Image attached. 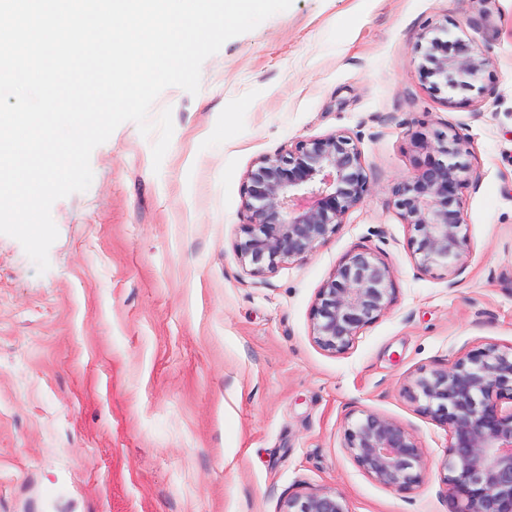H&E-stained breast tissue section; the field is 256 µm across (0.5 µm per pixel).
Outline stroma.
<instances>
[{
    "mask_svg": "<svg viewBox=\"0 0 512 512\" xmlns=\"http://www.w3.org/2000/svg\"><path fill=\"white\" fill-rule=\"evenodd\" d=\"M491 60L481 89L434 91L421 33ZM173 134L121 124L90 157L87 191L54 202L37 272L0 234V512H280L315 489L349 512H459L445 424L405 388L476 349L512 348V0H293L226 41L200 90L164 89ZM350 136L369 192L314 252L251 276L236 250L248 171L302 139ZM459 135L473 179L463 268L418 270L402 181ZM389 266L395 299L342 354L310 337L321 285L348 254ZM370 411L424 452L397 491L348 453Z\"/></svg>",
    "mask_w": 512,
    "mask_h": 512,
    "instance_id": "stroma-1",
    "label": "stroma"
}]
</instances>
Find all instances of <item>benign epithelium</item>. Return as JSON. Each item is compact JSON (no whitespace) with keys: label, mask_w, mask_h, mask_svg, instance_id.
I'll return each mask as SVG.
<instances>
[{"label":"benign epithelium","mask_w":512,"mask_h":512,"mask_svg":"<svg viewBox=\"0 0 512 512\" xmlns=\"http://www.w3.org/2000/svg\"><path fill=\"white\" fill-rule=\"evenodd\" d=\"M420 76L431 88L472 89L490 65L483 52L448 27L424 31L415 47ZM442 160L403 181L395 206L416 236L417 268L462 269L463 221L455 189L472 176L460 161L465 140L440 136ZM369 191L361 150L335 133L301 140L286 154L260 158L246 177L249 222L236 249L249 274L263 278L279 265L313 252L362 203ZM389 266L373 251L346 256L319 288L311 313V338L341 354L394 300ZM422 412L450 428L443 462L448 492L460 512H512V351L487 347L459 357L447 369L422 370L406 389ZM345 448L374 481L408 491L421 481L423 452L404 428L372 412L347 423ZM281 512H349L337 492L317 489L288 498Z\"/></svg>","instance_id":"obj_1"}]
</instances>
